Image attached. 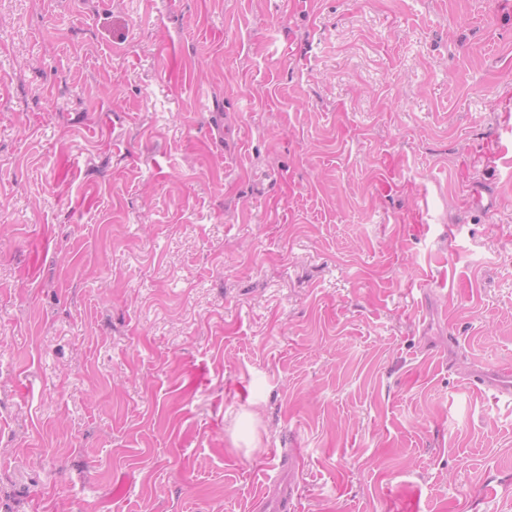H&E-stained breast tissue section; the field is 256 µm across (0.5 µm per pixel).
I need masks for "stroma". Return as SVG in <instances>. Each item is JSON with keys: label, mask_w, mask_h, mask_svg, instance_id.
<instances>
[{"label": "stroma", "mask_w": 512, "mask_h": 512, "mask_svg": "<svg viewBox=\"0 0 512 512\" xmlns=\"http://www.w3.org/2000/svg\"><path fill=\"white\" fill-rule=\"evenodd\" d=\"M512 0H0V512H512ZM498 382L490 383L487 380V372L483 366V370L473 372L468 378L466 385L469 389L489 388L494 390L497 395H508L512 399V375L509 370L500 369L497 372ZM511 381V384H510ZM298 473V453L295 448H291L288 450V456L281 461L272 484H268L265 488L264 496L261 499L270 500L277 512L298 510V502L301 497Z\"/></svg>", "instance_id": "stroma-1"}]
</instances>
